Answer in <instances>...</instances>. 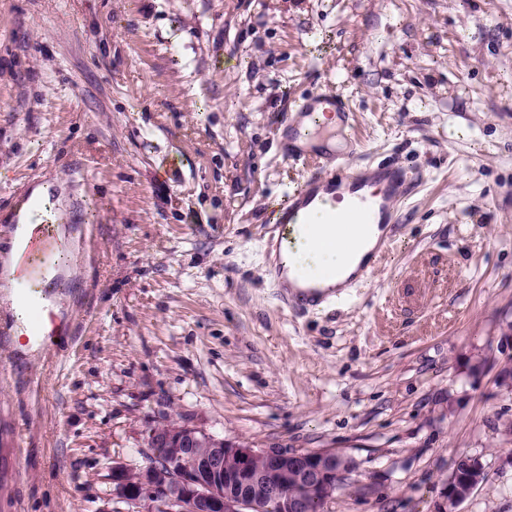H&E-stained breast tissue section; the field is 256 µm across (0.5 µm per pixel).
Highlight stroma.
<instances>
[{
	"label": "stroma",
	"instance_id": "stroma-1",
	"mask_svg": "<svg viewBox=\"0 0 512 512\" xmlns=\"http://www.w3.org/2000/svg\"><path fill=\"white\" fill-rule=\"evenodd\" d=\"M327 89L348 167L413 183L371 277L300 313L264 216ZM43 184L93 250H59L44 350L0 346V512H94L166 419L344 451L327 512H445L464 456L457 512H512V0H0V254ZM486 471L478 457H462L456 460L448 475V512H456L457 506L484 481Z\"/></svg>",
	"mask_w": 512,
	"mask_h": 512
}]
</instances>
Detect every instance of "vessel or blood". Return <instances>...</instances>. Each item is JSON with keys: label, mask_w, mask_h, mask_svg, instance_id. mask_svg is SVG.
<instances>
[{"label": "vessel or blood", "mask_w": 512, "mask_h": 512, "mask_svg": "<svg viewBox=\"0 0 512 512\" xmlns=\"http://www.w3.org/2000/svg\"><path fill=\"white\" fill-rule=\"evenodd\" d=\"M338 116L337 125L321 123L320 114ZM352 113L345 100L332 92H321L301 101L293 113L284 117L279 136L284 152L293 161L313 162L302 184L274 206L268 215L273 226L269 237L270 250L276 257L267 269V280L282 289L284 303L302 310L319 309L332 297L340 295L342 273L336 268L308 270L284 265L283 254L292 253L309 236L314 214H321L327 224H352L356 230L350 251L360 250L363 243L373 241V261H380L389 241L388 236L373 238L372 227L394 222V206L404 194L410 174L397 164H382L372 170L347 169L336 162V145L351 142ZM351 192L349 207L342 212L330 203L342 192ZM45 202L23 198L18 200L12 215L13 229L19 235L16 250L0 257V274L21 284L40 283L55 268L53 256L57 248L55 226L66 223V216L50 221ZM19 304L30 316L29 336L33 344L43 345V318L49 308L39 295L21 291Z\"/></svg>", "instance_id": "vessel-or-blood-1"}]
</instances>
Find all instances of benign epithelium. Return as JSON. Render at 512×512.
Masks as SVG:
<instances>
[{
	"label": "benign epithelium",
	"mask_w": 512,
	"mask_h": 512,
	"mask_svg": "<svg viewBox=\"0 0 512 512\" xmlns=\"http://www.w3.org/2000/svg\"><path fill=\"white\" fill-rule=\"evenodd\" d=\"M202 446L208 451L199 456ZM140 455L135 487L126 480L130 465L113 461L112 492L97 512H311L313 503L334 498L353 468L352 458L334 448H253L189 423L152 428ZM227 460L236 467H225ZM485 475L480 458L456 460L448 475V512H456Z\"/></svg>",
	"instance_id": "1"
}]
</instances>
